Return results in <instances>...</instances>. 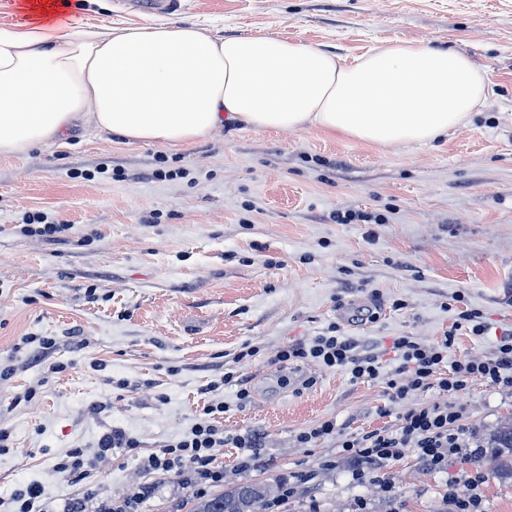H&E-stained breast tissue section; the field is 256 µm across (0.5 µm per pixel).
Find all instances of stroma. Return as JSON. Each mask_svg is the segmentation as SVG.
Returning a JSON list of instances; mask_svg holds the SVG:
<instances>
[{"label":"stroma","mask_w":512,"mask_h":512,"mask_svg":"<svg viewBox=\"0 0 512 512\" xmlns=\"http://www.w3.org/2000/svg\"><path fill=\"white\" fill-rule=\"evenodd\" d=\"M61 15L97 26L155 22L122 0H67ZM176 21L233 36H276L353 58L388 40L469 56L491 93L466 125L429 145L387 149L315 130L230 124L182 148L126 143L80 128L64 145L0 156V498L36 482L49 502L85 488L116 499L143 492L140 512H188L187 476L145 473L114 451L86 482L56 463L119 427L142 455L178 439L211 402L229 406L225 435L255 431L244 449H218L223 481L294 482L272 512H452L449 492L481 512H512V478L487 448L512 418V390L471 379L392 399L396 337L435 345L454 333L449 361L493 356L512 328V0H183ZM66 225L48 240L21 233L27 214ZM346 212L374 224L338 223ZM95 289L88 299L86 289ZM477 310L483 335L454 330ZM377 356L375 380L341 369L276 362L329 324ZM56 345L37 358L21 337ZM254 356L239 359L244 346ZM99 361L95 372L90 362ZM64 372H52L54 364ZM236 379L223 383L227 371ZM308 374L312 385L299 384ZM36 389L24 400L27 389ZM248 389L246 407L236 394ZM449 403L479 445L430 469L409 449L375 478L353 480L338 444L391 430L409 409ZM333 422L308 444L299 433Z\"/></svg>","instance_id":"1"}]
</instances>
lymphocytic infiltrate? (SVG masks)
Returning a JSON list of instances; mask_svg holds the SVG:
<instances>
[{
    "label": "lymphocytic infiltrate",
    "mask_w": 512,
    "mask_h": 512,
    "mask_svg": "<svg viewBox=\"0 0 512 512\" xmlns=\"http://www.w3.org/2000/svg\"><path fill=\"white\" fill-rule=\"evenodd\" d=\"M454 340V334L450 333L440 344L425 346L410 336L396 337L393 349L404 377L389 380L393 398L406 399L410 393L428 389L434 383L443 391L457 392L466 388L470 378L477 376L493 386H512V331L501 335L495 358L458 360L448 373H440L439 368ZM294 359H307L326 368H342L355 381L374 380L380 375L377 357L356 352L354 343L343 336L335 323L311 344L288 346L277 354L278 362L283 364ZM226 410L221 402L204 406L202 418L182 438L165 444L159 452L140 457V469L163 473L188 469L200 482L219 481L220 475L214 468L216 449L228 444L243 449L259 445L258 434L252 432L225 436L223 427L215 424L214 417ZM464 434L460 411L447 404L433 403L408 410L394 430L345 438L341 448L353 463V479L361 480L409 448L416 449L429 468H443L449 453L465 447Z\"/></svg>",
    "instance_id": "f902f5d3"
}]
</instances>
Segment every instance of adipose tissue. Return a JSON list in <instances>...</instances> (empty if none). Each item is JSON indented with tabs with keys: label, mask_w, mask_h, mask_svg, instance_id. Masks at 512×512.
Wrapping results in <instances>:
<instances>
[{
	"label": "adipose tissue",
	"mask_w": 512,
	"mask_h": 512,
	"mask_svg": "<svg viewBox=\"0 0 512 512\" xmlns=\"http://www.w3.org/2000/svg\"><path fill=\"white\" fill-rule=\"evenodd\" d=\"M487 96L468 56L407 40L346 64L274 36L226 38L168 21L0 29V156L79 127L176 148L228 123L402 148L467 123Z\"/></svg>",
	"instance_id": "1"
}]
</instances>
